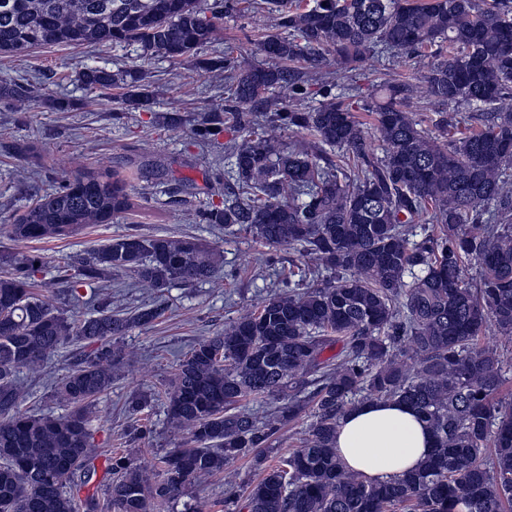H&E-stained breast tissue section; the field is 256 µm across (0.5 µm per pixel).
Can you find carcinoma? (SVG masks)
<instances>
[{
  "instance_id": "cac0c4a2",
  "label": "carcinoma",
  "mask_w": 512,
  "mask_h": 512,
  "mask_svg": "<svg viewBox=\"0 0 512 512\" xmlns=\"http://www.w3.org/2000/svg\"><path fill=\"white\" fill-rule=\"evenodd\" d=\"M0 10V53L54 45L135 44L142 57L188 62L210 44L215 20L249 0H9ZM280 33L261 50L274 64L238 70L211 61L232 81L224 125L240 141L224 159V207L203 214L224 234L264 246L297 247L306 267L288 289L199 341L165 391L169 424L185 442L151 477L112 458L105 496L113 512H154L186 495L224 462L265 460L285 423L311 408L301 448L229 499L242 512H512V400L502 397L512 352L480 345L485 326L512 337V0H261ZM380 47L427 60L415 78L383 79L369 112L385 153L372 152L363 123L337 94L302 102L305 72L329 59L357 69ZM83 84L128 97L137 80L86 68ZM429 97L469 110L439 111L426 128L411 111L418 82ZM300 130L304 148L284 146L263 124ZM133 207L125 180L106 170L65 181L11 225L19 241L63 239L108 224ZM430 214L435 230L419 224ZM476 268L471 277L466 262ZM39 266H34V263ZM43 257H4L0 273V512H98L74 477L93 459L91 422L118 338L161 318L163 303L130 317L106 309L71 320L35 292ZM217 252L194 236L123 235L58 267L71 288L97 295L106 274L129 273L163 291L210 279ZM91 349L56 384L65 415L20 410V370L35 369L71 340ZM340 346L339 353L325 352ZM250 399L288 400L261 419ZM371 400L412 406L432 429V456L400 478L367 482L336 457L344 413Z\"/></svg>"
}]
</instances>
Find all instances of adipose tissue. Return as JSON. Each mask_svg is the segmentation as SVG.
I'll use <instances>...</instances> for the list:
<instances>
[{
	"label": "adipose tissue",
	"mask_w": 512,
	"mask_h": 512,
	"mask_svg": "<svg viewBox=\"0 0 512 512\" xmlns=\"http://www.w3.org/2000/svg\"><path fill=\"white\" fill-rule=\"evenodd\" d=\"M335 447L345 469L382 481L417 469L430 454L433 438L410 406L374 400L345 413Z\"/></svg>",
	"instance_id": "ef3b65f1"
}]
</instances>
